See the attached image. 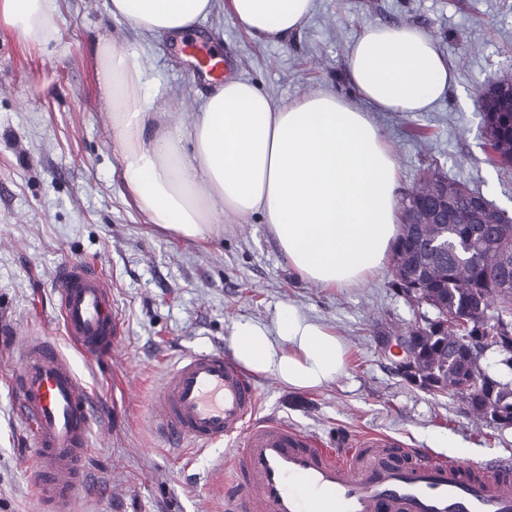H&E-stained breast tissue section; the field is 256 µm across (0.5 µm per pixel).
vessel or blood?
Listing matches in <instances>:
<instances>
[{
	"label": "vessel or blood",
	"mask_w": 512,
	"mask_h": 512,
	"mask_svg": "<svg viewBox=\"0 0 512 512\" xmlns=\"http://www.w3.org/2000/svg\"><path fill=\"white\" fill-rule=\"evenodd\" d=\"M210 78L224 61L185 47ZM58 317L68 341L93 358L110 356L120 332L104 279L82 263L63 266ZM18 411L34 429L33 485L53 512H72L86 490L94 401L70 360L50 340L26 336L12 349ZM259 396L223 350L193 351L170 366L151 396L148 419L161 438L203 450L227 439L229 479L213 489L230 512H512V461H434L390 451L375 439L340 458L306 432L257 420Z\"/></svg>",
	"instance_id": "b4317fda"
}]
</instances>
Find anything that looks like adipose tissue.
Returning <instances> with one entry per match:
<instances>
[{
  "mask_svg": "<svg viewBox=\"0 0 512 512\" xmlns=\"http://www.w3.org/2000/svg\"><path fill=\"white\" fill-rule=\"evenodd\" d=\"M217 0H110L143 41L132 51L101 37L100 82L124 193L168 235L207 245L224 221L258 215L291 271L322 288L371 278L400 232L398 166L378 112H427L454 80L436 39L411 27L372 26L349 46L350 102L324 89L291 101L231 77L197 111L174 118L140 63L161 39L191 32ZM226 12L263 43L287 44L315 0H226ZM58 0H0V25L53 39ZM228 348L243 368L295 390L324 388L348 351L327 325L286 308L275 329L238 322Z\"/></svg>",
  "mask_w": 512,
  "mask_h": 512,
  "instance_id": "obj_1",
  "label": "adipose tissue"
}]
</instances>
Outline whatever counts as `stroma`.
I'll return each instance as SVG.
<instances>
[{"label": "stroma", "instance_id": "obj_1", "mask_svg": "<svg viewBox=\"0 0 512 512\" xmlns=\"http://www.w3.org/2000/svg\"><path fill=\"white\" fill-rule=\"evenodd\" d=\"M107 4L59 0L45 44L0 27V512H50L34 490L35 448L10 382L14 337H51L95 396L91 490L75 512H227L211 486L232 441L188 453L163 446L147 423L148 399L183 353L226 349L237 322L269 325L288 306L331 326L348 366L314 391L255 378L258 419L288 423L340 455L380 437L439 459H512V427H482L457 397L402 380L384 355L380 337L414 325L389 266L349 288H320L294 277L259 217L201 246L160 233L122 196L96 42L107 33L131 49L141 36ZM374 25L433 35L455 72L431 111L375 115L399 166L398 196L434 162L512 213V170L489 163L478 108L490 81L512 77V0H318L284 47L256 41L218 7L191 39L223 58L225 74L288 101L319 88L350 95L347 49ZM142 64L178 112L197 111L214 86L179 41ZM419 127L429 141L416 139ZM70 262L96 269L111 290L123 334L109 357L84 356L58 322V274Z\"/></svg>", "mask_w": 512, "mask_h": 512}]
</instances>
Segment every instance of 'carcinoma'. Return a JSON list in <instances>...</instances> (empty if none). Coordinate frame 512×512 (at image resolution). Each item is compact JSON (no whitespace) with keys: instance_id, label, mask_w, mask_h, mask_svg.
Returning a JSON list of instances; mask_svg holds the SVG:
<instances>
[{"instance_id":"cac0c4a2","label":"carcinoma","mask_w":512,"mask_h":512,"mask_svg":"<svg viewBox=\"0 0 512 512\" xmlns=\"http://www.w3.org/2000/svg\"><path fill=\"white\" fill-rule=\"evenodd\" d=\"M482 122L493 139L492 162L512 164V112L508 99L492 91L482 94ZM472 201L461 200L448 225V254H432L417 244L422 235L438 231L428 224L403 228L394 255L402 264L390 274L396 290L418 289L424 304L436 312L422 316L423 325L410 335L411 349L418 362L420 387L440 384L442 392L460 396L466 412L484 425L488 413H496L502 423L512 426V379L492 378L488 389L468 391L466 385L479 368L485 346L482 338L512 335V292L499 296L495 308L482 302L497 295L498 259L512 257V215L503 211L502 223L482 239L473 237L467 223Z\"/></svg>"}]
</instances>
